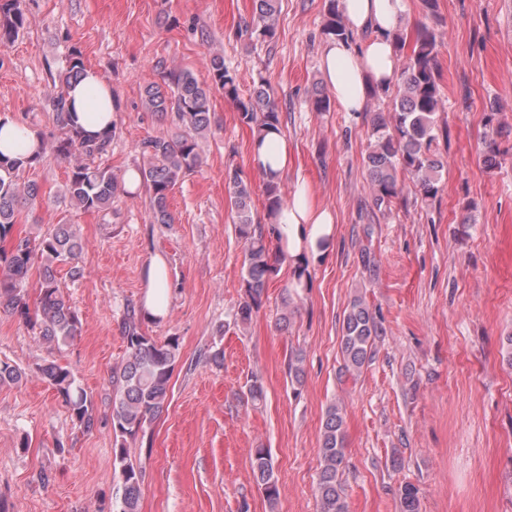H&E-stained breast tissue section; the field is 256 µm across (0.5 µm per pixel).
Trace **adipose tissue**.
<instances>
[{"label":"adipose tissue","mask_w":512,"mask_h":512,"mask_svg":"<svg viewBox=\"0 0 512 512\" xmlns=\"http://www.w3.org/2000/svg\"><path fill=\"white\" fill-rule=\"evenodd\" d=\"M349 27L363 42L328 40L321 51L320 70L345 112L359 113L370 86L391 80L396 53L391 34L407 7V0H343ZM72 122L85 134L102 136L112 129L115 103L112 89L92 68L67 91ZM41 143L40 136L8 116H0V154L14 159L28 157ZM251 161L265 180L279 182L292 161V149L279 131L268 130L251 142ZM281 252L298 266L324 255L335 238L333 213L317 206L307 185H300L288 206L272 224ZM169 275L165 260L154 256L144 270L146 288L141 301L145 318L160 320L168 312Z\"/></svg>","instance_id":"obj_1"}]
</instances>
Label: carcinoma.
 Here are the masks:
<instances>
[{
	"instance_id": "obj_1",
	"label": "carcinoma",
	"mask_w": 512,
	"mask_h": 512,
	"mask_svg": "<svg viewBox=\"0 0 512 512\" xmlns=\"http://www.w3.org/2000/svg\"><path fill=\"white\" fill-rule=\"evenodd\" d=\"M253 3L252 19L240 33L251 44L270 43L277 35L279 0H253ZM326 7L324 33L336 39H353L354 33L347 27L338 0H326ZM27 23L22 0H0V47L13 43ZM394 40L398 60L404 61L396 73L397 91H392L388 84L368 92L372 97L388 100L387 110L371 116V134L364 157L373 205L378 209L403 197L402 174L411 177L421 199L434 200L444 170L443 158L434 148L441 131L437 114L444 106L436 61L440 46L438 33L424 24L411 37L396 31ZM84 71L79 52L71 50L58 73V90L51 98L53 119L61 131L54 151L73 161L67 183V194L73 205L84 212H100L111 206L121 183L110 170L89 164L110 153L113 134L87 139L71 124L67 90ZM208 71L212 83L224 90V97L233 102L241 122L252 132L279 128L278 104L265 85H259L246 98L240 96L235 74L224 63V56L218 54L209 58ZM143 102L151 112L175 113L182 128L180 134L170 139L144 140L140 152L148 163L137 168L149 192L155 223L171 224L170 193L180 180L202 165L199 142L212 129L210 87L188 69H171L163 73L161 82L144 87ZM40 157L38 152L30 159H10L0 153V308L21 316L44 340L66 345L82 334V323L60 287L57 268L65 264L71 277L81 276L80 238L71 224H58L38 240L17 229L19 206H32L39 197L35 184L19 181V172ZM225 183L236 234L246 245L243 300L235 312L236 325L245 327L262 307L276 265L267 239L269 231L255 222L253 216L251 187L236 169L226 172ZM265 194L268 216L288 205L277 183L266 184ZM37 257L41 262L40 272L32 283L30 271ZM31 289L36 294L32 305L28 301ZM141 317V310L135 305L127 306L122 321L127 357L120 367L112 370V431L117 437L113 455L122 482V495L114 512H139L144 474L142 468L128 460L125 442L145 434L163 412L179 351L176 337L158 344L143 334ZM381 335L382 328L365 296L360 292L355 294L343 315L342 372L359 374L372 360L376 339ZM40 374L62 398L79 426L85 431L92 430L95 424L92 402L74 373L50 362L40 368ZM22 379L19 367L0 360V386L18 384ZM320 454L315 487L319 512H348L340 478L345 457L343 417L335 403L328 405L324 413ZM252 468L263 496L269 503H276L278 478L268 450H255ZM398 495L401 512H419L418 490L414 485H401Z\"/></svg>"
}]
</instances>
